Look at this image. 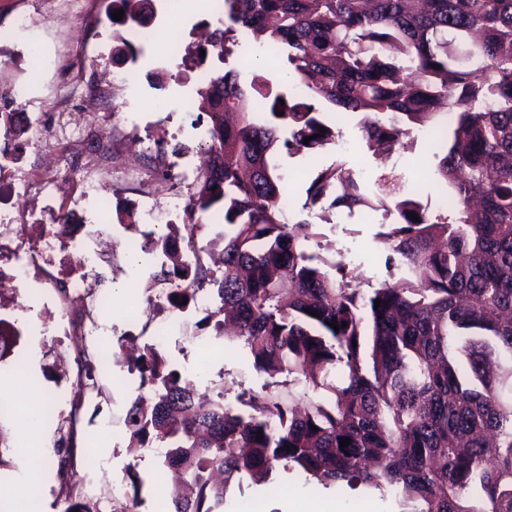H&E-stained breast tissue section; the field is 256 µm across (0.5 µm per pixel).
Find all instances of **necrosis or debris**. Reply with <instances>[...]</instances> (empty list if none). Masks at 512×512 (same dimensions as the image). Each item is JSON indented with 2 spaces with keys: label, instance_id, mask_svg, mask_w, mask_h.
Listing matches in <instances>:
<instances>
[{
  "label": "necrosis or debris",
  "instance_id": "obj_1",
  "mask_svg": "<svg viewBox=\"0 0 512 512\" xmlns=\"http://www.w3.org/2000/svg\"><path fill=\"white\" fill-rule=\"evenodd\" d=\"M52 64L64 71L68 86L56 96V110L0 113V187L10 199L0 222V362L15 360L21 343H50L59 373L42 407L52 430L47 447L68 436L91 432L111 436L116 422L104 383L112 366V327L125 326L124 341L145 340L159 353L169 349L173 332L190 310L209 308L206 293L187 302L175 295L191 287L183 268L222 271L223 254L200 240L202 230L192 201V186L203 177V157L210 142L202 134L195 147L175 150L142 134L135 109L102 113L99 123L72 124L67 109L73 99L89 98L109 106L131 80L122 59L104 83L89 87L66 52ZM47 142L58 146L38 176L27 152ZM73 190L66 206L56 204L62 177ZM130 190L133 224H111L112 200L105 184ZM168 240L158 252L160 270L135 290L123 310L112 306L110 286L119 255L139 246V227Z\"/></svg>",
  "mask_w": 512,
  "mask_h": 512
}]
</instances>
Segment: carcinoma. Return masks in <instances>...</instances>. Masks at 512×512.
Returning a JSON list of instances; mask_svg holds the SVG:
<instances>
[{
  "label": "carcinoma",
  "mask_w": 512,
  "mask_h": 512,
  "mask_svg": "<svg viewBox=\"0 0 512 512\" xmlns=\"http://www.w3.org/2000/svg\"><path fill=\"white\" fill-rule=\"evenodd\" d=\"M147 2L112 5L135 20ZM241 34L286 54L297 81L275 94L231 68L199 90L212 148L193 208L224 222L210 241L224 244V271L196 276L219 301L197 328L219 336L218 316L231 317L226 340L257 371L283 387L302 379L315 397L301 407L243 391L226 406L158 372L151 352L138 371L155 403L132 401L129 447L157 441L162 466L185 476L167 512H223L225 487L281 468L392 488L408 512H512V0H224L212 49L192 61L230 57ZM319 102L359 116L374 154L415 128L441 132L448 192L435 210L403 176L370 192L343 163L306 189L303 212L398 214L379 233L389 279L369 292L345 262L307 251L312 224L281 210V151L310 154L338 135Z\"/></svg>",
  "instance_id": "1"
}]
</instances>
